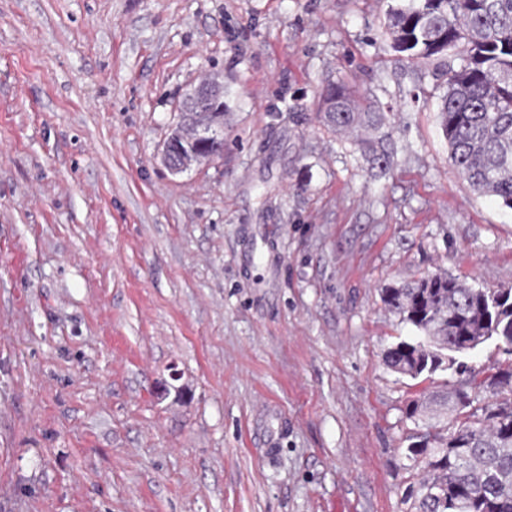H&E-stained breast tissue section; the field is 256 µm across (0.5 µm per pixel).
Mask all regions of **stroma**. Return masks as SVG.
Wrapping results in <instances>:
<instances>
[{"instance_id":"stroma-1","label":"stroma","mask_w":512,"mask_h":512,"mask_svg":"<svg viewBox=\"0 0 512 512\" xmlns=\"http://www.w3.org/2000/svg\"><path fill=\"white\" fill-rule=\"evenodd\" d=\"M392 0H0V512H416L444 417L385 354L386 288H512V210L448 158L455 53ZM224 79V152L163 145ZM348 84L388 164L318 117ZM277 268L247 255L262 229ZM218 102H224V81L210 76L187 94L183 112H205L207 104ZM217 155H198L194 151H189L187 154H182L179 157L175 155L174 151L170 148V142L166 141L163 147V161L172 175H178L190 169L192 166L198 164L203 159H209Z\"/></svg>"}]
</instances>
